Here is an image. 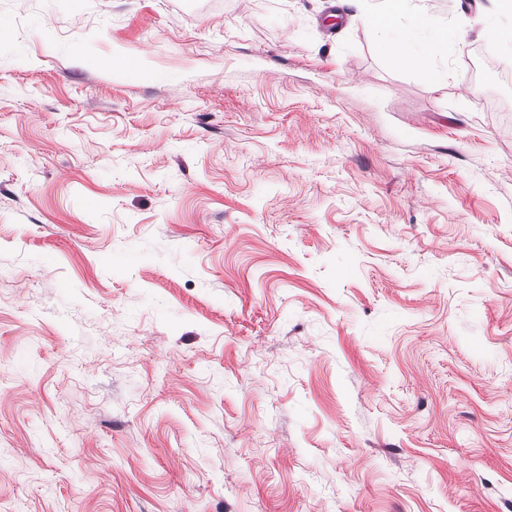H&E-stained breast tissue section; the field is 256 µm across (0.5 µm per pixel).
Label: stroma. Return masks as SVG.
<instances>
[{
  "label": "stroma",
  "mask_w": 512,
  "mask_h": 512,
  "mask_svg": "<svg viewBox=\"0 0 512 512\" xmlns=\"http://www.w3.org/2000/svg\"><path fill=\"white\" fill-rule=\"evenodd\" d=\"M0 0V512H512L493 0ZM379 13L366 16L367 24L381 32L383 44L399 53L406 61L428 65L434 53L447 46L448 25L431 17H424L411 30H401L394 25L405 0H384Z\"/></svg>",
  "instance_id": "obj_1"
}]
</instances>
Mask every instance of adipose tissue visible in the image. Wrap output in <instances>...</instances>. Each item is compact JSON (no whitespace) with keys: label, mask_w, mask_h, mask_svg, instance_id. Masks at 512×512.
Returning a JSON list of instances; mask_svg holds the SVG:
<instances>
[{"label":"adipose tissue","mask_w":512,"mask_h":512,"mask_svg":"<svg viewBox=\"0 0 512 512\" xmlns=\"http://www.w3.org/2000/svg\"><path fill=\"white\" fill-rule=\"evenodd\" d=\"M403 2L385 0L383 11L367 15L366 22L381 33L384 45L399 53L403 59L429 64L432 55L447 44L448 25L426 17L413 29L397 28L394 20L400 14Z\"/></svg>","instance_id":"1"}]
</instances>
